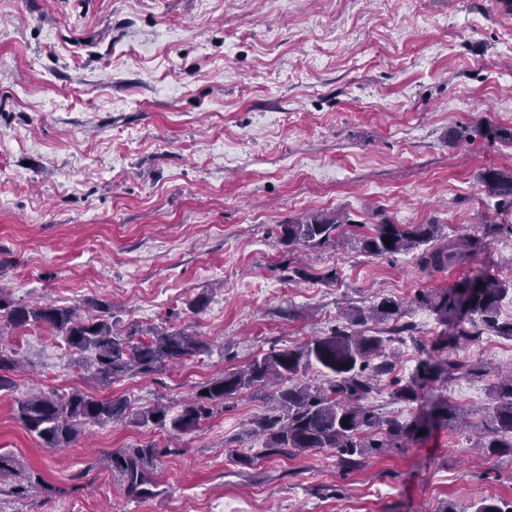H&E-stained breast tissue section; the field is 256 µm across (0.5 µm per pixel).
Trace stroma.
<instances>
[{"mask_svg":"<svg viewBox=\"0 0 512 512\" xmlns=\"http://www.w3.org/2000/svg\"><path fill=\"white\" fill-rule=\"evenodd\" d=\"M512 0H0V283L14 299L111 303L138 336L167 326L203 353L109 387L44 325L0 333L27 367L0 393V512H469L512 505V455L475 448L494 385L512 372V338L457 328L416 305L423 291L482 271L512 280V207L483 173L512 171ZM347 219L335 243L300 249L283 225L309 213ZM437 224L484 252L424 271L415 253L372 256L373 225ZM404 304L412 331L386 343L392 366L368 403L402 422L439 400L465 413L356 467L330 449L262 455L247 436L270 398L237 393L198 430L86 425L44 447L16 417L36 386L178 406L214 375L271 347L345 325L350 308ZM203 308H194L195 300ZM446 376L396 401L427 354ZM484 366L483 377L462 371ZM167 447L159 493L133 500L100 458ZM251 456L252 465L242 464ZM42 483L12 493L21 475Z\"/></svg>","mask_w":512,"mask_h":512,"instance_id":"35a3bbf8","label":"stroma"}]
</instances>
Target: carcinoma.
<instances>
[{"instance_id": "cac0c4a2", "label": "carcinoma", "mask_w": 512, "mask_h": 512, "mask_svg": "<svg viewBox=\"0 0 512 512\" xmlns=\"http://www.w3.org/2000/svg\"><path fill=\"white\" fill-rule=\"evenodd\" d=\"M488 188L512 203V173L489 170L483 175ZM346 220L336 215L312 214L293 224L283 225L284 239L294 245L317 248L336 240ZM391 238V245L384 243ZM423 248L418 258L424 270H442L465 263L482 253L486 244L476 236L448 240L439 224L401 225L383 221L362 239L364 252L383 256ZM483 286H478V283ZM512 290V281L492 276L465 278L452 289L434 295L420 294L417 301L430 308L441 321L448 320V309L461 306L469 316L500 336L512 337V322L498 320V303ZM98 314L85 317L71 306L52 303H23L0 286V323L17 329L46 325L62 337L68 349L81 355L84 365L93 369V378L104 387L128 372L149 373L169 363H181L204 351L196 336L166 327L141 340L125 333L112 322V305L95 304ZM402 304L384 298L368 310H351L347 324L327 336H316L295 348H271L246 366L222 373L186 399L173 412L163 404L133 412L127 399L94 397L80 390L59 394L54 391L29 392L16 400L17 419L48 448H67L91 423L118 424L131 419L138 424L152 423L173 436L191 433L210 416L212 407L236 393L254 387H277L276 407L269 415L254 421L251 434L263 438L270 451L303 452L328 448L340 462L355 465L374 450L398 448L405 439L417 437L423 422L384 421L365 400L374 389V377L387 371L374 360L385 352L381 336L366 335L356 325L390 323L391 332L404 333L410 326L400 322ZM318 365L330 375L326 387L303 380L310 367ZM18 361L0 349V391L13 392V374ZM448 363H422L405 381H396L391 396L404 402L418 400L421 382L432 372L441 373ZM208 394H203V391ZM492 413L484 419L485 441L481 447L491 455L512 453V375L493 387ZM162 451L155 447L129 446L108 456V467L117 473L127 497L145 499L154 495L155 466Z\"/></svg>"}]
</instances>
